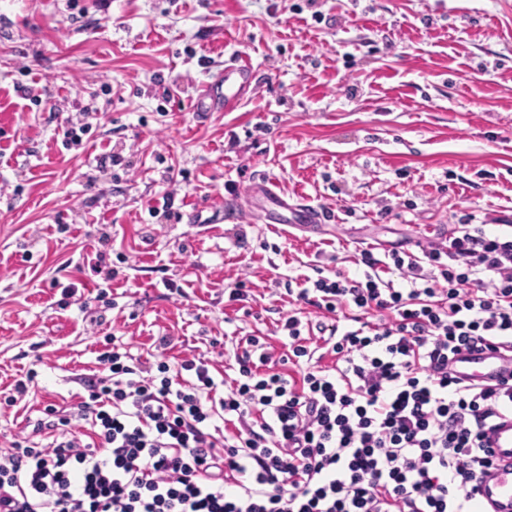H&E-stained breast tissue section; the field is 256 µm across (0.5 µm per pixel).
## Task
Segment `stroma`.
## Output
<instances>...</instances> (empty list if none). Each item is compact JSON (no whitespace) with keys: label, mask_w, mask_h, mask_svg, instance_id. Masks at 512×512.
Segmentation results:
<instances>
[{"label":"stroma","mask_w":512,"mask_h":512,"mask_svg":"<svg viewBox=\"0 0 512 512\" xmlns=\"http://www.w3.org/2000/svg\"><path fill=\"white\" fill-rule=\"evenodd\" d=\"M234 53L255 92L194 111ZM259 179L327 231L252 222ZM466 223L512 225V0H0V447L109 340L229 380L241 338L282 353L289 286Z\"/></svg>","instance_id":"1"}]
</instances>
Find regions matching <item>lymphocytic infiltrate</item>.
<instances>
[{
	"instance_id": "1",
	"label": "lymphocytic infiltrate",
	"mask_w": 512,
	"mask_h": 512,
	"mask_svg": "<svg viewBox=\"0 0 512 512\" xmlns=\"http://www.w3.org/2000/svg\"><path fill=\"white\" fill-rule=\"evenodd\" d=\"M389 259L402 285L367 252L363 277L305 279L286 354L246 337L228 384L202 358L102 352L85 396L0 448V512H479L483 433L512 385L461 382L448 359L512 344V233L460 224ZM302 304L351 322L312 336Z\"/></svg>"
}]
</instances>
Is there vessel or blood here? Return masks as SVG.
Listing matches in <instances>:
<instances>
[{"label": "vessel or blood", "instance_id": "obj_1", "mask_svg": "<svg viewBox=\"0 0 512 512\" xmlns=\"http://www.w3.org/2000/svg\"><path fill=\"white\" fill-rule=\"evenodd\" d=\"M256 79V71L247 56L231 55L225 60L223 70L203 85L195 99V111H232L254 90ZM253 191L265 197L268 204L266 210L260 211V219L306 233L321 232L327 222L322 208L288 198L267 182L255 183ZM448 371L461 381L482 386L512 381V348H483L455 355L448 361ZM486 442L497 463L482 474L476 500L481 512H512V416L496 421L486 432Z\"/></svg>", "mask_w": 512, "mask_h": 512}]
</instances>
